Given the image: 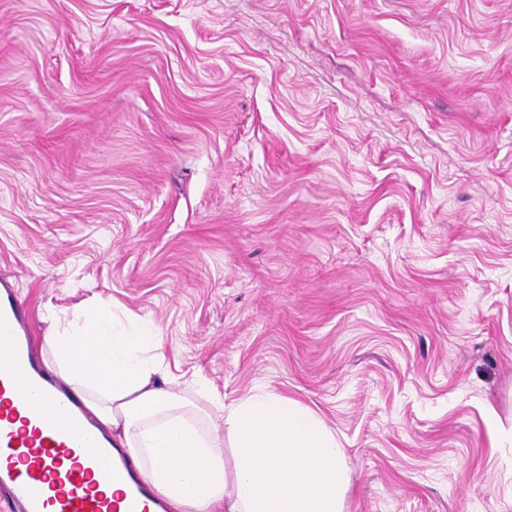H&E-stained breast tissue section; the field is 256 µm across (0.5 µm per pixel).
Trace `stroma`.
Segmentation results:
<instances>
[{"label":"stroma","instance_id":"obj_1","mask_svg":"<svg viewBox=\"0 0 512 512\" xmlns=\"http://www.w3.org/2000/svg\"><path fill=\"white\" fill-rule=\"evenodd\" d=\"M264 389L343 512H512V0H0V277Z\"/></svg>","mask_w":512,"mask_h":512}]
</instances>
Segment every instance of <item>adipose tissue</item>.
<instances>
[{"mask_svg": "<svg viewBox=\"0 0 512 512\" xmlns=\"http://www.w3.org/2000/svg\"><path fill=\"white\" fill-rule=\"evenodd\" d=\"M149 324L120 329L101 308L43 339L42 356L112 431L144 479L175 512H342L347 489L336 437L298 400L259 391L218 415L161 384Z\"/></svg>", "mask_w": 512, "mask_h": 512, "instance_id": "obj_1", "label": "adipose tissue"}]
</instances>
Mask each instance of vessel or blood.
Masks as SVG:
<instances>
[{
	"label": "vessel or blood",
	"mask_w": 512,
	"mask_h": 512,
	"mask_svg": "<svg viewBox=\"0 0 512 512\" xmlns=\"http://www.w3.org/2000/svg\"><path fill=\"white\" fill-rule=\"evenodd\" d=\"M31 335L13 292L0 294V493L17 512H155L82 401L35 364ZM116 483L127 494H107Z\"/></svg>",
	"instance_id": "vessel-or-blood-1"
}]
</instances>
